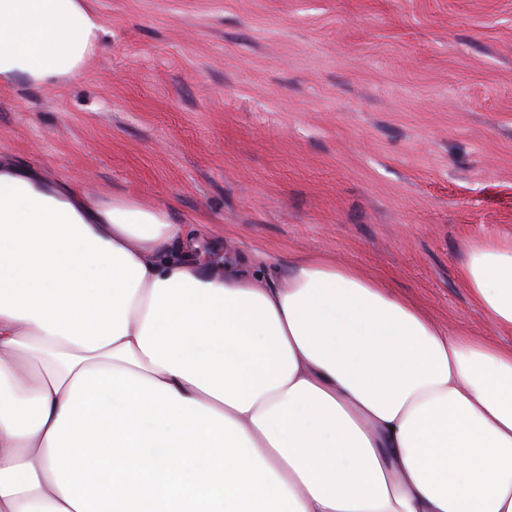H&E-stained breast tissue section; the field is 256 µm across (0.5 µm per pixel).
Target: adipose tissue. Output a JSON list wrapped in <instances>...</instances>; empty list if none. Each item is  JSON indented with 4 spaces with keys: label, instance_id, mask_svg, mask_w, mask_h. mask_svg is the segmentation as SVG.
Returning <instances> with one entry per match:
<instances>
[{
    "label": "adipose tissue",
    "instance_id": "obj_1",
    "mask_svg": "<svg viewBox=\"0 0 512 512\" xmlns=\"http://www.w3.org/2000/svg\"><path fill=\"white\" fill-rule=\"evenodd\" d=\"M104 29L0 0V83L74 78ZM460 275L512 334V241ZM192 425L221 463L169 454ZM0 512H512V348L0 157Z\"/></svg>",
    "mask_w": 512,
    "mask_h": 512
}]
</instances>
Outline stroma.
Segmentation results:
<instances>
[{
    "instance_id": "1",
    "label": "stroma",
    "mask_w": 512,
    "mask_h": 512,
    "mask_svg": "<svg viewBox=\"0 0 512 512\" xmlns=\"http://www.w3.org/2000/svg\"><path fill=\"white\" fill-rule=\"evenodd\" d=\"M85 2L80 76L0 85L1 157L512 347L458 276L465 242L512 239V0Z\"/></svg>"
}]
</instances>
